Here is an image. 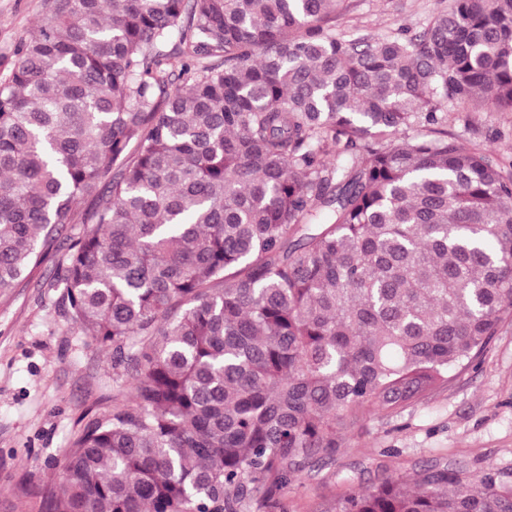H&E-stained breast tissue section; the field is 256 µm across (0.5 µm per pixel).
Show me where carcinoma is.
Listing matches in <instances>:
<instances>
[{
	"mask_svg": "<svg viewBox=\"0 0 512 512\" xmlns=\"http://www.w3.org/2000/svg\"><path fill=\"white\" fill-rule=\"evenodd\" d=\"M349 0H45L0 72V294L52 288L113 397L50 512H276L353 411L446 383L512 322V170L440 128L512 112V0L349 35ZM333 512H512L429 468Z\"/></svg>",
	"mask_w": 512,
	"mask_h": 512,
	"instance_id": "obj_1",
	"label": "carcinoma"
}]
</instances>
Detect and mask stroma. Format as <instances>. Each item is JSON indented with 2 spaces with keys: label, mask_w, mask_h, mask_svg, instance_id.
<instances>
[{
  "label": "stroma",
  "mask_w": 512,
  "mask_h": 512,
  "mask_svg": "<svg viewBox=\"0 0 512 512\" xmlns=\"http://www.w3.org/2000/svg\"><path fill=\"white\" fill-rule=\"evenodd\" d=\"M448 0H352L341 30L416 32ZM44 0H0V55L44 20ZM463 147L512 160V112L448 114ZM57 256L0 296V512H49L55 463L89 420L112 406V351L73 326L52 287ZM331 459H314L277 493L279 512H330L340 496L432 465L463 468L471 480H512V324L445 385L393 414L361 411Z\"/></svg>",
  "instance_id": "35a3bbf8"
}]
</instances>
